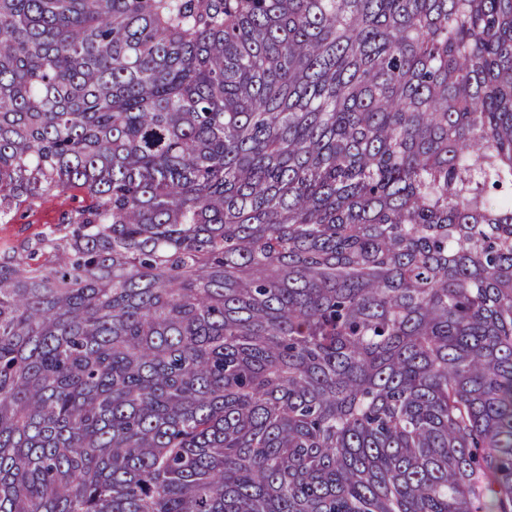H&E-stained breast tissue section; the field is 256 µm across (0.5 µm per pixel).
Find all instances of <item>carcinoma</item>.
<instances>
[{"mask_svg": "<svg viewBox=\"0 0 512 512\" xmlns=\"http://www.w3.org/2000/svg\"><path fill=\"white\" fill-rule=\"evenodd\" d=\"M0 512H512V0H0ZM68 195L48 197L27 220L30 224H0V242L12 245L17 239L38 232L45 223L54 222L58 212L70 204Z\"/></svg>", "mask_w": 512, "mask_h": 512, "instance_id": "carcinoma-1", "label": "carcinoma"}]
</instances>
